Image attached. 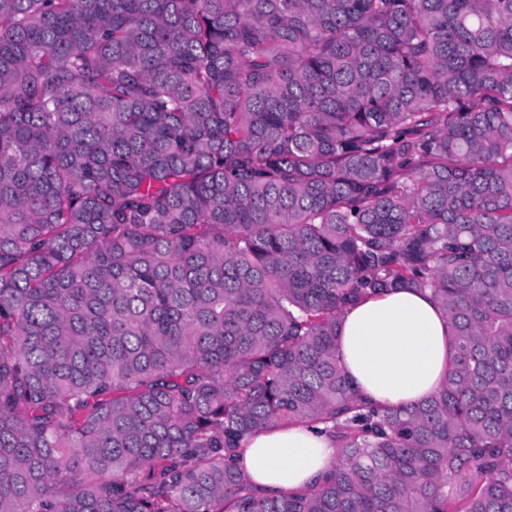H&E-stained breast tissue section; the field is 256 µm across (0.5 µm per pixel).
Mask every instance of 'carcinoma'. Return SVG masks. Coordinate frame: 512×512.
<instances>
[{
	"label": "carcinoma",
	"instance_id": "cac0c4a2",
	"mask_svg": "<svg viewBox=\"0 0 512 512\" xmlns=\"http://www.w3.org/2000/svg\"><path fill=\"white\" fill-rule=\"evenodd\" d=\"M396 288L453 355L386 408ZM0 512H512V0H0ZM337 355L374 403L407 407L434 393L452 357L448 319L419 291L401 288L347 310ZM245 448L241 468L264 494L306 488L336 461L333 442L300 424L264 430L252 436Z\"/></svg>",
	"mask_w": 512,
	"mask_h": 512
}]
</instances>
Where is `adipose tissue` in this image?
Masks as SVG:
<instances>
[{
  "label": "adipose tissue",
  "instance_id": "1",
  "mask_svg": "<svg viewBox=\"0 0 512 512\" xmlns=\"http://www.w3.org/2000/svg\"><path fill=\"white\" fill-rule=\"evenodd\" d=\"M337 355L370 401L407 407L434 393L448 369V320L428 295L401 288L345 312ZM335 460L327 436L287 424L252 436L241 467L260 492L278 494L310 486Z\"/></svg>",
  "mask_w": 512,
  "mask_h": 512
}]
</instances>
